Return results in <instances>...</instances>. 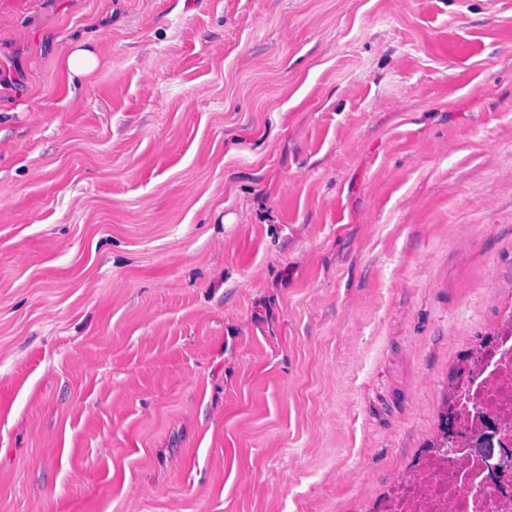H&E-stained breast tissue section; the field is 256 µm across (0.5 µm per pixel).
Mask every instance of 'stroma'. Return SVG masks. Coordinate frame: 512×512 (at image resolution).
I'll return each instance as SVG.
<instances>
[{"mask_svg":"<svg viewBox=\"0 0 512 512\" xmlns=\"http://www.w3.org/2000/svg\"><path fill=\"white\" fill-rule=\"evenodd\" d=\"M510 311L512 0H0V512H369ZM99 58L89 48L78 47L66 59V67L71 73L88 75L99 66Z\"/></svg>","mask_w":512,"mask_h":512,"instance_id":"stroma-1","label":"stroma"}]
</instances>
